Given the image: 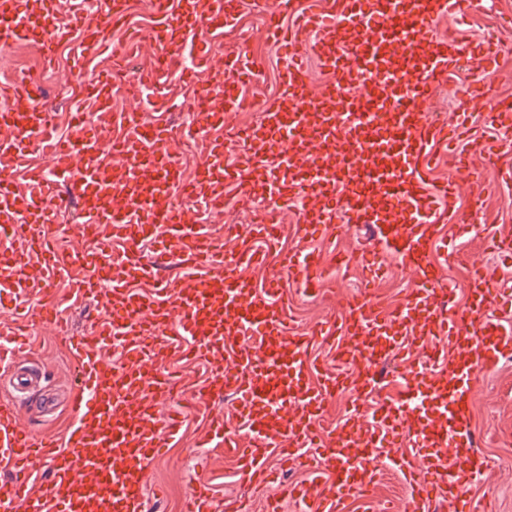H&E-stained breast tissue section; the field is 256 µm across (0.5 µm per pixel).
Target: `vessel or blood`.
Returning a JSON list of instances; mask_svg holds the SVG:
<instances>
[{"label":"vessel or blood","mask_w":512,"mask_h":512,"mask_svg":"<svg viewBox=\"0 0 512 512\" xmlns=\"http://www.w3.org/2000/svg\"><path fill=\"white\" fill-rule=\"evenodd\" d=\"M158 40L152 46L112 33L125 18L128 0H109L107 12L77 27L58 19L56 0L43 11L27 0H0V45L38 32L36 49L53 65L54 48L71 43L76 59L109 56L112 68L88 72L80 92L91 111L76 114L75 136L54 137L55 114L44 88L23 76L0 85L10 107L0 112V159L11 160L22 177L0 173V297L45 296L37 308L18 311L0 329V364L13 367L11 343L18 329L40 319L65 329L47 294L71 276L70 298L106 306L108 316L71 340L80 389L68 403L71 430L64 438H37L18 421L33 373L15 370L16 393L0 399V512L23 503V512H145V485L152 461L182 427L180 411L157 416L182 384L165 370L169 349L186 337L188 354L206 369L203 386L188 399L210 407L231 395L238 425L249 436L237 446L220 416H213L206 448L237 457L241 493L223 512H250L260 485H273L267 512L286 500L305 512H346L349 500L370 499L382 468L403 478L408 512H429L447 501L452 512H487L472 501L466 484L488 466L477 449L470 414L471 392L480 377L512 357V323L489 317L493 304L512 306V285L488 266L475 268L467 303L438 267L441 230L457 214L458 181L432 185L428 172L437 146L465 140L458 172L474 196L483 186L470 158L498 157L486 130L512 136V103L499 99L487 78L500 52L498 40L475 42L442 37L440 16L464 12L466 0H315L296 13L295 0H264L268 36L281 41L285 64L280 94L261 107L260 124L242 131L236 115L248 103L244 85L255 76L240 49L213 57L207 39H220L239 14L229 0H146ZM153 61L128 76V61L144 51ZM191 54L197 71L214 81L196 84L199 110L184 126L146 120L140 104L160 84L166 60ZM313 57L328 78L313 85L304 56ZM467 63L479 71L455 100L458 122L447 127L429 110L433 88L450 81ZM129 102L112 109L114 96ZM479 112L480 128L467 126ZM192 136L206 151L193 181H184L176 141ZM42 149L47 166L27 163L30 148ZM65 175L60 192L56 175ZM258 222L241 227L232 247L216 243L189 210L170 206L187 197L205 213L224 209L227 195ZM301 195L315 207L298 214L302 240L335 234L338 224L370 230L368 261L380 253L410 272L414 289L402 308L385 309L368 290L347 297L336 317L312 329L296 326L280 302L282 280L317 294L325 287L324 266L315 251L280 255L279 270L256 289L245 270L263 265L278 241L270 204ZM78 205L82 222L72 225L85 246L67 250L53 232L57 211ZM463 236L484 239L502 258L512 239L466 224ZM151 246V260L141 255ZM181 261L193 270L191 284L167 280L165 268ZM447 337L439 346L438 337ZM333 342L336 368L317 372L311 348ZM121 360L114 363L109 349ZM427 364L414 362L416 352ZM406 367L409 378L398 398L382 397L383 362ZM354 390L376 396L356 405L342 425L328 430L322 413L336 394ZM414 449L409 465L398 447ZM313 449L315 481L329 491L313 496L308 485L278 482L265 467L269 453L283 464L305 460ZM46 461L52 479L33 485L32 463ZM186 512H214L208 481L192 480Z\"/></svg>","instance_id":"1"}]
</instances>
